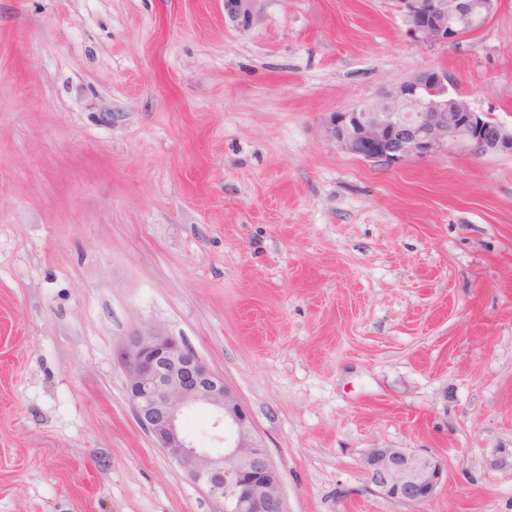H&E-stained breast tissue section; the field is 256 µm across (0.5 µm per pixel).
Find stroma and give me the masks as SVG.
<instances>
[{
    "instance_id": "obj_1",
    "label": "stroma",
    "mask_w": 512,
    "mask_h": 512,
    "mask_svg": "<svg viewBox=\"0 0 512 512\" xmlns=\"http://www.w3.org/2000/svg\"><path fill=\"white\" fill-rule=\"evenodd\" d=\"M512 126V0H0V512H219L138 424L123 341L223 377L287 512H512V157L381 166L324 118L428 68ZM374 448L439 461L376 494ZM259 0H224V20L238 31L249 30L256 16ZM413 31L429 46L457 43L498 10L499 0H399ZM375 491L406 505L429 500L442 483L444 471L433 457L400 448H374L364 459Z\"/></svg>"
}]
</instances>
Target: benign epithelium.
<instances>
[{"mask_svg":"<svg viewBox=\"0 0 512 512\" xmlns=\"http://www.w3.org/2000/svg\"><path fill=\"white\" fill-rule=\"evenodd\" d=\"M258 0H224V20L249 30ZM413 31L429 46L457 43L498 10L499 0H399ZM324 137L354 156L384 166L430 157L458 147L469 154L512 156V127L471 106L456 76L429 68L381 96L332 112ZM121 358L126 393L140 425L189 479L221 502L220 512H286L277 468L255 434L237 395L198 355L172 336L148 332L129 337ZM216 412L224 453L195 445L184 431L185 410ZM375 491L406 505L429 500L444 471L428 456L400 448H373L364 459Z\"/></svg>","mask_w":512,"mask_h":512,"instance_id":"7a95c632","label":"benign epithelium"}]
</instances>
